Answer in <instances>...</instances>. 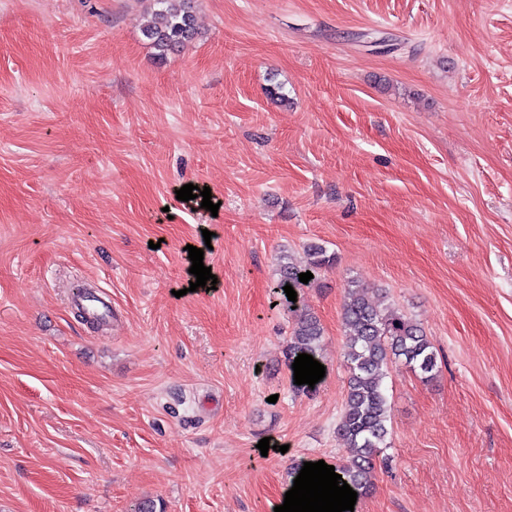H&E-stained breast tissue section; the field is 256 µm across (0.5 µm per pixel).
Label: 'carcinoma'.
I'll use <instances>...</instances> for the list:
<instances>
[{
	"instance_id": "obj_1",
	"label": "carcinoma",
	"mask_w": 512,
	"mask_h": 512,
	"mask_svg": "<svg viewBox=\"0 0 512 512\" xmlns=\"http://www.w3.org/2000/svg\"><path fill=\"white\" fill-rule=\"evenodd\" d=\"M151 19L143 35L155 54L164 58L196 37L193 0H150ZM308 262L298 267L283 255L279 259L277 287L301 285L299 274L318 276L334 262L318 243L307 247ZM292 329L288 339V361L306 353L317 356L323 329L308 310L288 309ZM345 330L343 362L348 385L337 438L344 450L336 473L356 492L372 487L375 461L388 447L391 404L384 387L389 368L401 362L429 380L438 366L437 355L423 328L392 305L373 301L364 286L352 281L345 289L342 306Z\"/></svg>"
}]
</instances>
